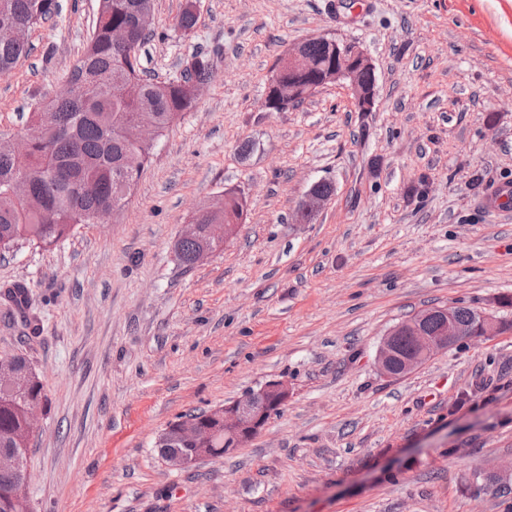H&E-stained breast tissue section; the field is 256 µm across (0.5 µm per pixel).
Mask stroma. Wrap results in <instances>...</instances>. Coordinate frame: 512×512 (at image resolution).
Segmentation results:
<instances>
[{"label":"stroma","mask_w":512,"mask_h":512,"mask_svg":"<svg viewBox=\"0 0 512 512\" xmlns=\"http://www.w3.org/2000/svg\"><path fill=\"white\" fill-rule=\"evenodd\" d=\"M58 2L0 76V134L64 89L91 34L97 0ZM185 4L154 0L141 62L173 80L204 50L212 78L124 207L0 255V357L26 356L49 397L32 512H512L462 486L512 463V329L400 379L375 365L384 333L428 306L512 320V208L492 197L512 186V0H197L188 34ZM320 36L370 57L374 112L340 84L264 109L279 58ZM322 180L333 195L300 221ZM227 192L245 220L182 266L185 224ZM16 283L36 334L3 296ZM276 378L291 396L242 448L183 470L159 457L169 423Z\"/></svg>","instance_id":"35a3bbf8"}]
</instances>
